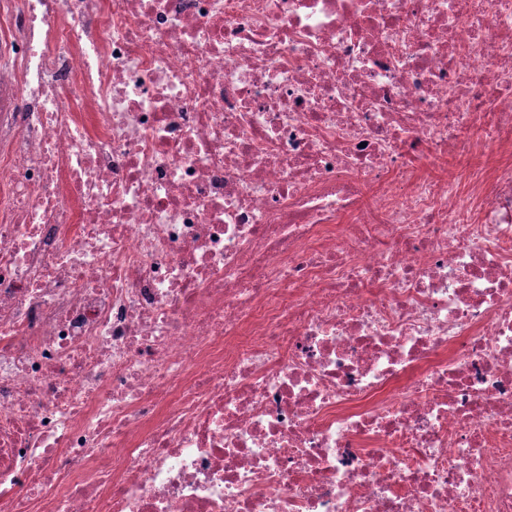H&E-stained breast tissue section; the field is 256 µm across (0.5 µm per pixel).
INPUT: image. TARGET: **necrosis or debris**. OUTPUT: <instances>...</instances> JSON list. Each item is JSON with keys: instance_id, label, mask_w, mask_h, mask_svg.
I'll list each match as a JSON object with an SVG mask.
<instances>
[{"instance_id": "4bbe7bcc", "label": "necrosis or debris", "mask_w": 512, "mask_h": 512, "mask_svg": "<svg viewBox=\"0 0 512 512\" xmlns=\"http://www.w3.org/2000/svg\"><path fill=\"white\" fill-rule=\"evenodd\" d=\"M0 512H512V0H0Z\"/></svg>"}]
</instances>
